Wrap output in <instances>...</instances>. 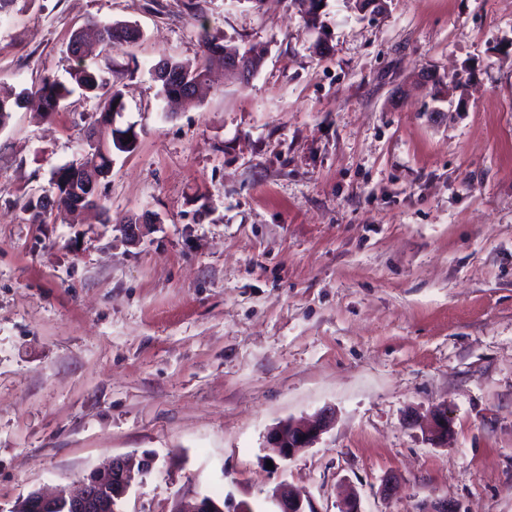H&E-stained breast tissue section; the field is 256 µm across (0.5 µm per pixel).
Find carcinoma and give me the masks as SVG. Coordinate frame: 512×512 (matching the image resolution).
<instances>
[{"instance_id": "obj_1", "label": "carcinoma", "mask_w": 512, "mask_h": 512, "mask_svg": "<svg viewBox=\"0 0 512 512\" xmlns=\"http://www.w3.org/2000/svg\"><path fill=\"white\" fill-rule=\"evenodd\" d=\"M301 7L305 22L316 25L319 15L317 13L321 0H295ZM93 26L97 29L100 43L110 49L118 50L129 45L141 36L139 29L129 22L95 21ZM201 56L195 67H187L181 62L163 58L159 64L171 68L181 74V78L192 86V94L181 95V87L177 84L161 82L162 92L167 98H181L188 105H194L207 89V75L215 63H224V45L219 38L211 35L206 27L199 32ZM80 89L87 98L96 100L95 121L91 127L90 138L104 140L119 152L134 150L137 138L123 145L112 139V113L124 110L122 92L115 82H111L100 74L86 67L78 66L70 72V84L66 85L50 75L41 78L37 93L43 103V110L51 115L57 112L61 103L74 89ZM112 167V155L89 153L79 164H70L58 168L53 172L48 189L37 197H31L25 204L26 211L30 212L31 220L43 224L52 212L76 216L87 208L105 209L103 200L105 195L101 190L88 194L83 199L74 192L79 189L87 194L86 184L91 182L95 174H104Z\"/></svg>"}]
</instances>
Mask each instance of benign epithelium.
Instances as JSON below:
<instances>
[{"instance_id": "obj_1", "label": "benign epithelium", "mask_w": 512, "mask_h": 512, "mask_svg": "<svg viewBox=\"0 0 512 512\" xmlns=\"http://www.w3.org/2000/svg\"><path fill=\"white\" fill-rule=\"evenodd\" d=\"M259 62H263L262 57L250 49L224 55L225 71L243 81L252 79L254 66ZM331 420L332 413L325 411L311 421H285L271 430L268 445L281 459H291L311 447ZM152 464L153 459L149 456L143 457L136 466L124 457H114L107 468L91 473L79 488L64 487L51 497L31 491L18 500L11 512H120L118 504L127 495L136 476L148 472ZM274 499L280 512H306L303 502L286 485L278 486ZM224 507L225 502L205 495L190 508L174 512H226Z\"/></svg>"}]
</instances>
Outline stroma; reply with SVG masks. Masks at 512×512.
<instances>
[{
    "instance_id": "1",
    "label": "stroma",
    "mask_w": 512,
    "mask_h": 512,
    "mask_svg": "<svg viewBox=\"0 0 512 512\" xmlns=\"http://www.w3.org/2000/svg\"><path fill=\"white\" fill-rule=\"evenodd\" d=\"M323 3L317 28L293 0L0 11V95L22 99L0 129V512L146 453L123 512L199 493L277 512L282 484L307 512L345 488L361 512H512V0ZM91 18L142 33L79 61L122 85L136 147L112 155L105 215L33 224L23 201L87 154L94 105L47 118L31 91L69 81ZM203 28L264 64L170 102L151 68L195 63ZM324 409L312 448L270 459V428Z\"/></svg>"
}]
</instances>
